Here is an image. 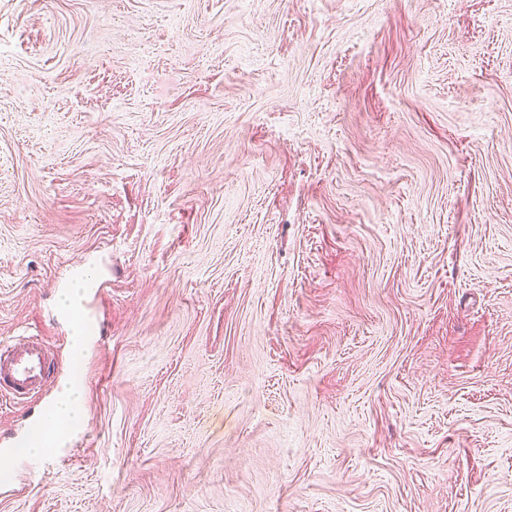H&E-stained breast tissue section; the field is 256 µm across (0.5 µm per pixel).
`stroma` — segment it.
Instances as JSON below:
<instances>
[{
    "mask_svg": "<svg viewBox=\"0 0 512 512\" xmlns=\"http://www.w3.org/2000/svg\"><path fill=\"white\" fill-rule=\"evenodd\" d=\"M22 334L85 428L0 512H512V0H0Z\"/></svg>",
    "mask_w": 512,
    "mask_h": 512,
    "instance_id": "1",
    "label": "stroma"
}]
</instances>
